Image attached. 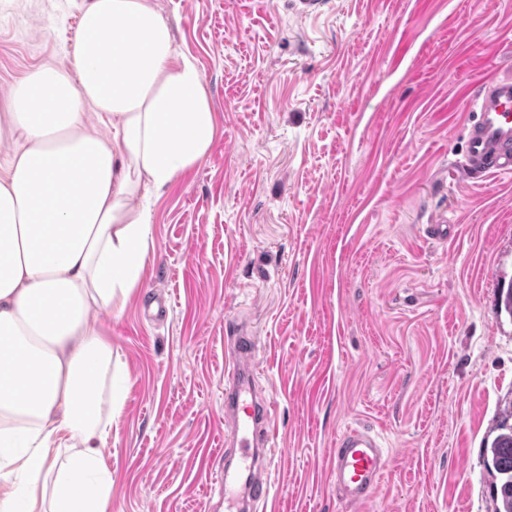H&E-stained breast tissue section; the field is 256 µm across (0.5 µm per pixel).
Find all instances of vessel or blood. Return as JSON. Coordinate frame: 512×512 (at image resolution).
Returning <instances> with one entry per match:
<instances>
[{
	"instance_id": "vessel-or-blood-1",
	"label": "vessel or blood",
	"mask_w": 512,
	"mask_h": 512,
	"mask_svg": "<svg viewBox=\"0 0 512 512\" xmlns=\"http://www.w3.org/2000/svg\"><path fill=\"white\" fill-rule=\"evenodd\" d=\"M473 119L467 128L463 178L481 174H512V79L485 81L472 104ZM232 369L224 380V412L229 417L225 443L237 464L225 467L223 489L241 486L237 512L261 505L270 497L268 458L263 450L270 439L271 401L255 377L258 345L255 337L236 331L228 337ZM387 454L371 431L353 428L342 434L332 451L330 472L337 491L352 504L368 502L385 470Z\"/></svg>"
}]
</instances>
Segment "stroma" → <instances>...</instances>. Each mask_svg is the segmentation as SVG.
I'll return each mask as SVG.
<instances>
[{"label": "stroma", "mask_w": 512, "mask_h": 512, "mask_svg": "<svg viewBox=\"0 0 512 512\" xmlns=\"http://www.w3.org/2000/svg\"><path fill=\"white\" fill-rule=\"evenodd\" d=\"M151 2L216 132L154 200L144 285L111 321L127 381L104 449L112 512H225L224 338L240 324L273 401L266 512H491L512 175L465 184L458 164L484 75L512 78V0ZM80 5H0V96L42 64L72 70ZM351 426L390 453L361 506L328 471Z\"/></svg>", "instance_id": "obj_1"}]
</instances>
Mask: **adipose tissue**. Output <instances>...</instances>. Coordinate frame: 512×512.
Here are the masks:
<instances>
[{"label":"adipose tissue","mask_w":512,"mask_h":512,"mask_svg":"<svg viewBox=\"0 0 512 512\" xmlns=\"http://www.w3.org/2000/svg\"><path fill=\"white\" fill-rule=\"evenodd\" d=\"M80 28L74 71H29L0 113L17 146L0 175V512H107L125 383L98 316L142 281L152 198L215 135L202 75L150 0H84Z\"/></svg>","instance_id":"obj_1"}]
</instances>
